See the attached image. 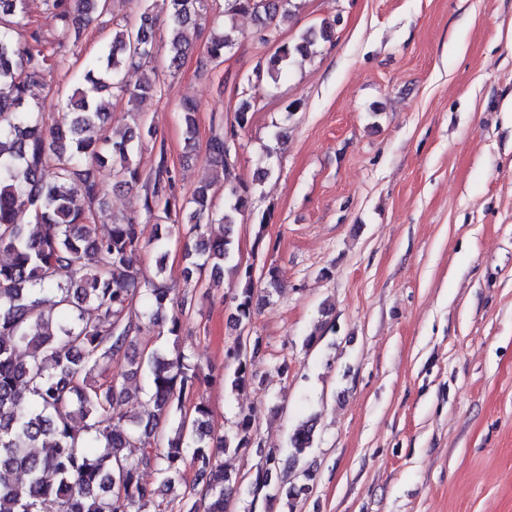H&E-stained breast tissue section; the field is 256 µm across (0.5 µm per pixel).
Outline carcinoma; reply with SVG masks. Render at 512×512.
Returning a JSON list of instances; mask_svg holds the SVG:
<instances>
[{
	"instance_id": "obj_1",
	"label": "carcinoma",
	"mask_w": 512,
	"mask_h": 512,
	"mask_svg": "<svg viewBox=\"0 0 512 512\" xmlns=\"http://www.w3.org/2000/svg\"><path fill=\"white\" fill-rule=\"evenodd\" d=\"M26 0H0V512H147L165 489L174 491L191 458L194 481L182 497L183 512H226L239 492V479L216 463L219 451L256 447L263 459L255 488H267L278 476L276 453L255 444L252 414L240 412L235 430L214 435L208 428L211 409L199 401L193 413H182L183 400L202 380L203 368L181 350L167 358L143 350L139 337L156 326L179 337L183 319L194 308L187 294L165 317L173 286L144 279L136 257L145 248L140 215L158 224H183L196 238L187 250V281L206 269L224 270L233 259L234 226L251 208L250 187L227 159V145L251 120V102L244 101L233 121L222 125L206 145V159L220 170L224 207L210 185L191 197L177 190L178 173L165 151L152 171L143 173L135 152L154 138L155 130L134 113L133 125L120 138L105 128V103L134 105L161 92L156 76L131 85L126 67H150L160 16L168 28V68L178 70L190 46L185 32L198 29L209 0H137L134 20L102 43L82 70L63 102L62 115L46 126L36 110L45 89V74L67 64L59 48L77 51L90 18L108 8V0H45L58 22L57 43L38 32L22 42L15 35L30 25ZM291 0H224V13L249 14L258 27L256 41L276 42V18H292ZM332 25L301 32L260 61L257 78L273 81L292 60L314 54L318 40H331ZM233 46L231 37L213 27L202 61L218 65ZM196 107L180 104L185 140L196 138ZM108 167L119 188L143 189L140 212L125 215L106 235L98 231L96 208L105 194L96 172ZM27 223L18 221L19 214ZM224 225V234L206 235L209 224ZM68 270L76 275L59 281ZM233 315L238 326L250 325L255 305L281 287L279 271L270 266L255 281L253 265H234ZM144 304L141 317L130 309ZM257 338L237 337L227 351L233 362L228 383L244 391L255 383ZM124 362L122 376L147 374L152 410L142 416L129 409L125 388L101 383L93 373L101 364ZM83 427L75 428V419ZM314 422L300 423L290 444L293 458L313 446ZM150 470L157 480H143ZM308 487H279L267 501L281 500L292 510Z\"/></svg>"
}]
</instances>
